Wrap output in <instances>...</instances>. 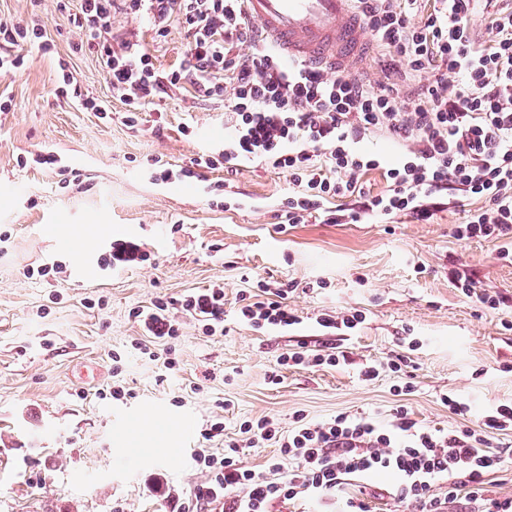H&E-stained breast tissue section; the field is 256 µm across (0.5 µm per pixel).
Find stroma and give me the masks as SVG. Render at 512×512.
Segmentation results:
<instances>
[{"label": "stroma", "mask_w": 512, "mask_h": 512, "mask_svg": "<svg viewBox=\"0 0 512 512\" xmlns=\"http://www.w3.org/2000/svg\"><path fill=\"white\" fill-rule=\"evenodd\" d=\"M78 14L79 0H0V18L43 20L51 46L25 45V64L0 76V98L12 104L0 115V512H166L167 496L207 480L181 452L190 424L193 447L220 449L223 439L202 436L219 418L234 437L243 421L265 416L288 429L299 411L314 421L340 411L386 417L394 375L364 383L357 371L385 361L408 335L419 347L406 403L419 425L454 424L439 400L446 392L467 398L477 416L512 400V333L501 314L481 310L448 281L449 267L463 265L512 296V264L497 260L494 243L453 237L459 208L437 205L426 223L398 216L291 227L278 217L288 181L262 163L154 180V158L177 170L221 147L224 106L188 86L126 124L101 59L76 46ZM130 32L160 69L179 64L187 42L179 26L159 38L116 14L114 39ZM63 65L74 76L67 87ZM88 96L109 101L111 116L81 109ZM47 152L56 165L36 163ZM218 181L226 184L224 208L209 202ZM117 239L142 242L150 264L106 269L100 258ZM53 263L65 273L28 277ZM263 278L296 283L289 304L302 324L271 332L237 323L241 290ZM216 282L227 332L205 336L184 321L178 365L159 374L132 346L140 330L131 310ZM349 308L366 316L355 331L325 332L313 320L318 310ZM303 341L336 347L348 360L288 368L280 384H267L278 356ZM118 386L129 398H109ZM120 445L130 456L113 455Z\"/></svg>", "instance_id": "35a3bbf8"}]
</instances>
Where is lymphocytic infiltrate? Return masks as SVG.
I'll return each mask as SVG.
<instances>
[{"label": "lymphocytic infiltrate", "mask_w": 512, "mask_h": 512, "mask_svg": "<svg viewBox=\"0 0 512 512\" xmlns=\"http://www.w3.org/2000/svg\"><path fill=\"white\" fill-rule=\"evenodd\" d=\"M422 0H355L372 43L388 57L389 81L369 88L346 72L330 73L303 63L283 64L278 53L255 41L241 0H81L76 26L88 49L102 59L113 94L127 107L126 123L160 94L191 84L201 97L224 103V147L192 158L180 171L156 172L160 181L195 176L197 170L235 171L239 160L264 163L284 175L292 190L284 202L289 224L309 219L355 224L365 217L432 218L433 199L460 190L465 201L459 241L497 245L498 259L512 263V0L489 14L491 39L476 41L471 21L477 0H437L431 12ZM124 14L147 24L157 36L171 25L188 42L179 67L164 71L139 41H112V20ZM251 43L250 55L238 49ZM427 76L426 84L401 95L399 82ZM384 139L401 149L389 163L364 144ZM381 172L386 185L374 194L363 178ZM357 198L354 207L344 206ZM448 280L480 307L500 312L512 298L452 267ZM292 285L258 282L243 292L239 323L285 330L302 318L288 305ZM144 331L135 344L149 361L175 370L173 340L180 316L193 319L203 335L224 332V288L216 285L180 299L158 297L132 309ZM326 345L281 353L266 380L280 382V369L339 365ZM442 403L459 425L427 429L405 405L387 421L346 412L319 422L296 415L288 431L266 417L240 425V437L225 436L211 423L206 438L224 440L222 451L198 449L195 467L208 480L179 498L173 512H276L310 500L320 512H372V494L360 478L387 472L395 482L390 498L407 512H512V496L491 495L489 478L504 460L493 452L496 435L512 430V402L486 412L478 425H464L471 407L460 396ZM274 445L261 469L246 466L245 448Z\"/></svg>", "instance_id": "lymphocytic-infiltrate-1"}]
</instances>
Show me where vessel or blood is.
Masks as SVG:
<instances>
[{
  "instance_id": "b4317fda",
  "label": "vessel or blood",
  "mask_w": 512,
  "mask_h": 512,
  "mask_svg": "<svg viewBox=\"0 0 512 512\" xmlns=\"http://www.w3.org/2000/svg\"><path fill=\"white\" fill-rule=\"evenodd\" d=\"M352 0H243L246 16L285 60L321 61L354 71L366 39Z\"/></svg>"
}]
</instances>
